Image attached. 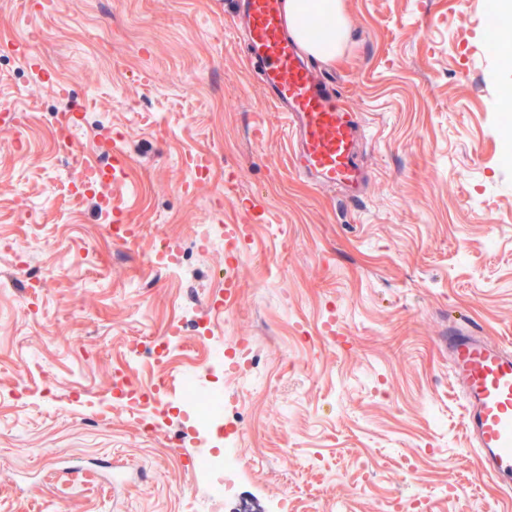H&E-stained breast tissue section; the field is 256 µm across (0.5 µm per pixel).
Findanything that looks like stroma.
I'll return each mask as SVG.
<instances>
[{"mask_svg":"<svg viewBox=\"0 0 512 512\" xmlns=\"http://www.w3.org/2000/svg\"><path fill=\"white\" fill-rule=\"evenodd\" d=\"M488 0H343L349 40L320 62L360 113L369 181L355 203L294 169L282 115L250 67L226 0H0V107L45 111L70 90L105 126L55 146L0 121V234L33 238L49 286L0 287V512H211L189 459L202 436L177 410L161 438L140 434L112 399L127 349L163 335L192 306L225 347L247 338L267 392L224 388V421L271 461L245 470L221 512H387L398 490H427L421 512H512L469 453L465 412L440 347L449 321L512 350V165L501 152L497 89L512 67L485 53ZM125 157L107 187L141 238L88 241L107 216L60 182V158L112 129ZM210 175L183 187L189 155ZM45 203L30 229L22 200ZM247 224L240 286L211 308L224 252L192 275L149 261L162 234L185 242L215 213ZM144 289L132 290L134 281ZM54 374L47 413L14 402L18 364ZM82 459L77 481L46 487L56 462ZM295 477L285 483L284 474Z\"/></svg>","mask_w":512,"mask_h":512,"instance_id":"stroma-1","label":"stroma"}]
</instances>
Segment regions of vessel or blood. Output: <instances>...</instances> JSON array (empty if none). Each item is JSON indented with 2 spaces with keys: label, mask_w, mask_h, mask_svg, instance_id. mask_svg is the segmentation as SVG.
Listing matches in <instances>:
<instances>
[{
  "label": "vessel or blood",
  "mask_w": 512,
  "mask_h": 512,
  "mask_svg": "<svg viewBox=\"0 0 512 512\" xmlns=\"http://www.w3.org/2000/svg\"><path fill=\"white\" fill-rule=\"evenodd\" d=\"M234 15L247 60L262 69L265 91L286 120L301 172L338 189L343 201L360 199L368 176L358 161L359 121L337 86L303 58L289 32L285 0H235ZM444 342L479 466L511 490L512 352L466 322L450 323Z\"/></svg>",
  "instance_id": "b4317fda"
}]
</instances>
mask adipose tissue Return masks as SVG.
Instances as JSON below:
<instances>
[{
	"label": "adipose tissue",
	"mask_w": 512,
	"mask_h": 512,
	"mask_svg": "<svg viewBox=\"0 0 512 512\" xmlns=\"http://www.w3.org/2000/svg\"><path fill=\"white\" fill-rule=\"evenodd\" d=\"M285 8L306 52L323 60L341 52L348 35L341 0H286Z\"/></svg>",
	"instance_id": "ef3b65f1"
}]
</instances>
